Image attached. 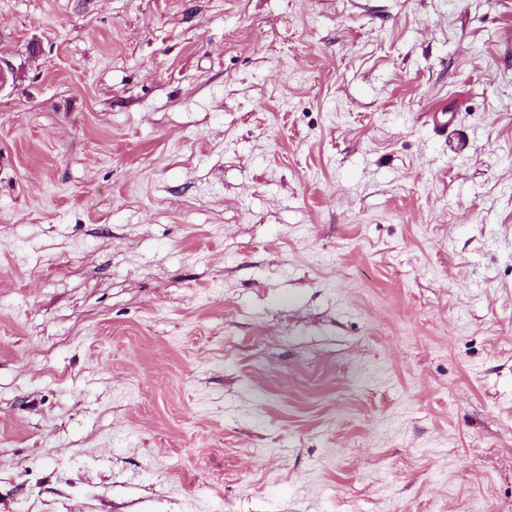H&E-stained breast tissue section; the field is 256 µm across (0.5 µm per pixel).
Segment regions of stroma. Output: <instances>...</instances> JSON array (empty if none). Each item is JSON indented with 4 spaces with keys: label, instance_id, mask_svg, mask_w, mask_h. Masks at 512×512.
Returning a JSON list of instances; mask_svg holds the SVG:
<instances>
[{
    "label": "stroma",
    "instance_id": "obj_1",
    "mask_svg": "<svg viewBox=\"0 0 512 512\" xmlns=\"http://www.w3.org/2000/svg\"><path fill=\"white\" fill-rule=\"evenodd\" d=\"M0 62V512H512V0H0Z\"/></svg>",
    "mask_w": 512,
    "mask_h": 512
}]
</instances>
